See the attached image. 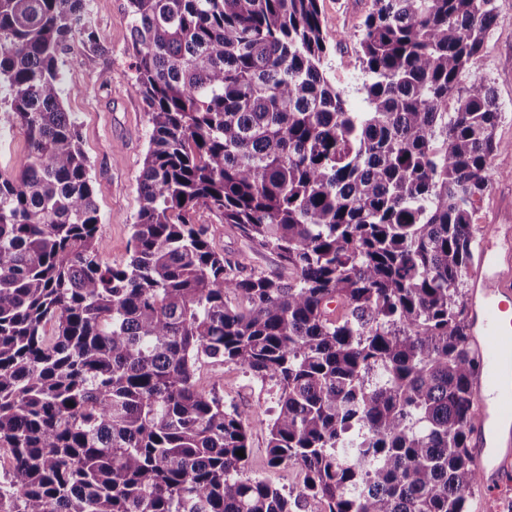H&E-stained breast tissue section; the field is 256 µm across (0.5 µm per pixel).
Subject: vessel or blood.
Returning <instances> with one entry per match:
<instances>
[{
  "label": "vessel or blood",
  "mask_w": 512,
  "mask_h": 512,
  "mask_svg": "<svg viewBox=\"0 0 512 512\" xmlns=\"http://www.w3.org/2000/svg\"><path fill=\"white\" fill-rule=\"evenodd\" d=\"M495 230L479 239L468 273L467 319L479 363L472 448L487 500L512 482V245L501 239L512 226Z\"/></svg>",
  "instance_id": "b4317fda"
}]
</instances>
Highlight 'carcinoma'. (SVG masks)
I'll use <instances>...</instances> for the list:
<instances>
[{
    "label": "carcinoma",
    "mask_w": 512,
    "mask_h": 512,
    "mask_svg": "<svg viewBox=\"0 0 512 512\" xmlns=\"http://www.w3.org/2000/svg\"><path fill=\"white\" fill-rule=\"evenodd\" d=\"M321 0H129L152 132L129 261L103 257L59 62L87 0H0V512H467L478 413L464 288L502 149L467 82L498 0H371L365 109L327 74ZM457 95L454 111L448 97ZM209 213L276 253L233 274ZM276 382L269 464L201 357ZM25 150V141L22 134L14 130L1 133L0 136V169L15 168Z\"/></svg>",
    "instance_id": "obj_1"
}]
</instances>
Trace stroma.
Segmentation results:
<instances>
[{"label":"stroma","instance_id":"obj_1","mask_svg":"<svg viewBox=\"0 0 512 512\" xmlns=\"http://www.w3.org/2000/svg\"><path fill=\"white\" fill-rule=\"evenodd\" d=\"M370 4L371 0H322L330 76L358 110L365 104L359 92L363 76L354 34ZM498 6V23L470 71L471 77L484 80L494 93L502 112L496 137L504 146L488 172V190L473 226L478 236L492 224L512 225V0H498ZM92 18L101 49L93 53L81 43L72 44L61 66L63 105L77 123L97 188L103 256L119 265L130 256L131 226L139 210L138 181L151 127L145 102L130 88L135 52L128 0H93ZM199 220L209 226L213 247L241 274L280 272L275 254L256 247L235 228L207 213L200 214ZM196 379L200 386L214 390L226 407L251 416L244 476L265 480L285 496H297L303 489L301 469L267 464L268 424L278 399L274 380L260 379L244 367L207 358L200 361Z\"/></svg>","mask_w":512,"mask_h":512}]
</instances>
